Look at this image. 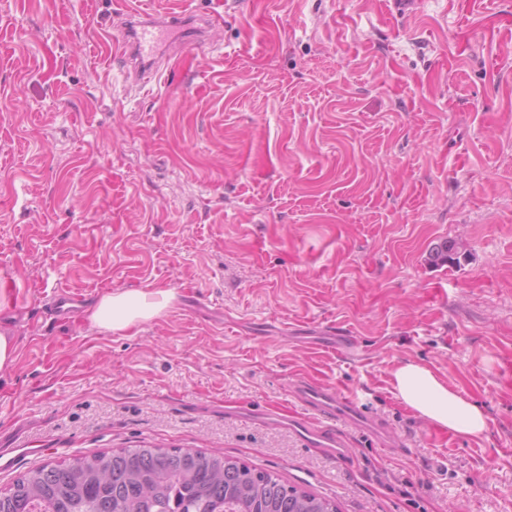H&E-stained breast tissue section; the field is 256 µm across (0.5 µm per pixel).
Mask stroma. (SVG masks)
Masks as SVG:
<instances>
[{
	"mask_svg": "<svg viewBox=\"0 0 512 512\" xmlns=\"http://www.w3.org/2000/svg\"><path fill=\"white\" fill-rule=\"evenodd\" d=\"M122 0H0V490L117 448L237 456L339 512H512V0H225L148 85L112 61ZM465 243L433 267L431 247ZM168 288L101 334L60 289ZM346 338L329 347L325 331ZM478 403V439L395 395L403 362ZM400 440L346 456L224 415L298 375Z\"/></svg>",
	"mask_w": 512,
	"mask_h": 512,
	"instance_id": "obj_1",
	"label": "stroma"
}]
</instances>
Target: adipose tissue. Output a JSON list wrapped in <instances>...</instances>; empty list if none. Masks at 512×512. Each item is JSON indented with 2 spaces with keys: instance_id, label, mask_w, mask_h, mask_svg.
Masks as SVG:
<instances>
[{
  "instance_id": "ef3b65f1",
  "label": "adipose tissue",
  "mask_w": 512,
  "mask_h": 512,
  "mask_svg": "<svg viewBox=\"0 0 512 512\" xmlns=\"http://www.w3.org/2000/svg\"><path fill=\"white\" fill-rule=\"evenodd\" d=\"M176 298L174 290L145 288L103 294L86 312L91 327L103 333L125 332L162 315ZM396 396L438 427L464 437L487 430L480 406L443 383L426 366L408 361L394 372Z\"/></svg>"
}]
</instances>
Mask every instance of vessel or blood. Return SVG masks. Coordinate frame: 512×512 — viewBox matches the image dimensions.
<instances>
[{"label":"vessel or blood","instance_id":"vessel-or-blood-1","mask_svg":"<svg viewBox=\"0 0 512 512\" xmlns=\"http://www.w3.org/2000/svg\"><path fill=\"white\" fill-rule=\"evenodd\" d=\"M139 4L140 0H125L118 14L123 35L115 41L114 49L132 77L143 84L160 70L171 68L180 46H202L207 26L220 25L224 20L219 13L209 20L186 13L150 14L140 10ZM289 392L298 410H249L246 418L288 428L305 445L332 457L346 455L350 446L340 426L356 427L382 443L390 437L385 421L367 415L353 393L320 385L304 376L291 380Z\"/></svg>","mask_w":512,"mask_h":512}]
</instances>
